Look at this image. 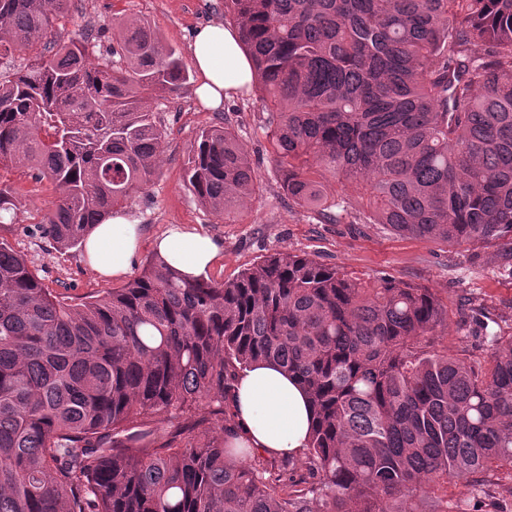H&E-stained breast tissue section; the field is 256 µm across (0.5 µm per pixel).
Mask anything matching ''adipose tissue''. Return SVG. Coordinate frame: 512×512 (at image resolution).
<instances>
[{
  "label": "adipose tissue",
  "mask_w": 512,
  "mask_h": 512,
  "mask_svg": "<svg viewBox=\"0 0 512 512\" xmlns=\"http://www.w3.org/2000/svg\"><path fill=\"white\" fill-rule=\"evenodd\" d=\"M198 75L196 95L208 109L242 94L251 81L252 63L238 43L235 27L220 22L203 25L189 45ZM141 242V226L129 214L115 211L89 233L84 252L90 267L104 277L128 273ZM154 246L166 264L192 279L204 280L221 253L209 235L175 224ZM239 428L236 447L270 456L297 454L309 436L312 413L297 383L278 366L260 363L238 376L235 397Z\"/></svg>",
  "instance_id": "obj_1"
}]
</instances>
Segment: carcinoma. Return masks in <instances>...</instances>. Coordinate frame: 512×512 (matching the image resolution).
<instances>
[{"mask_svg": "<svg viewBox=\"0 0 512 512\" xmlns=\"http://www.w3.org/2000/svg\"><path fill=\"white\" fill-rule=\"evenodd\" d=\"M70 2L0 0V59L32 52L0 73V168L54 185L45 232L64 250L150 184L165 133L148 102L188 80L144 21L117 22L120 62H91L98 35L56 36ZM224 17L298 206L512 245V0H224ZM185 182L226 221L260 190L225 126L200 133ZM17 203L0 183V231ZM447 321L432 288L288 251L228 281L156 256L70 303L0 234V512H448L449 484L512 474V330L483 323L487 358H459L434 342ZM256 361L312 403L303 471L232 443Z\"/></svg>", "mask_w": 512, "mask_h": 512, "instance_id": "obj_1", "label": "carcinoma"}]
</instances>
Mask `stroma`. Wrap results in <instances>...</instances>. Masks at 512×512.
<instances>
[{
    "label": "stroma",
    "instance_id": "stroma-1",
    "mask_svg": "<svg viewBox=\"0 0 512 512\" xmlns=\"http://www.w3.org/2000/svg\"><path fill=\"white\" fill-rule=\"evenodd\" d=\"M223 18L224 0H72L56 32L66 42L95 30L100 42L93 58L100 61L111 57L118 45L113 22L144 20L186 62L195 29ZM194 88V81H187L179 91L162 94L154 105L165 131L164 153L146 190L123 206L142 232L128 276L101 277L87 264L82 249L59 250L43 232L45 215L57 197L54 186L24 168L0 171V183L15 189L20 200L7 239L45 287L74 302L105 288L124 287L153 257L154 239L171 225L183 224L219 243L221 256L210 272L216 281L236 278L270 253L290 251L308 254L368 283L389 276L434 288L448 301V326L436 336L437 346L457 357H486L480 339L482 319L512 323V248L451 247L399 236L382 224H351L344 218L324 221L318 213L295 205L284 192L268 153L267 114L261 100L247 92L225 100L222 110L214 112L198 101ZM213 126L228 127L236 135L260 180L259 193L232 223L204 208L184 182L192 145L202 130ZM460 499L468 501L469 512H512V475L487 474L477 494L463 483L449 485V502Z\"/></svg>",
    "mask_w": 512,
    "mask_h": 512
}]
</instances>
